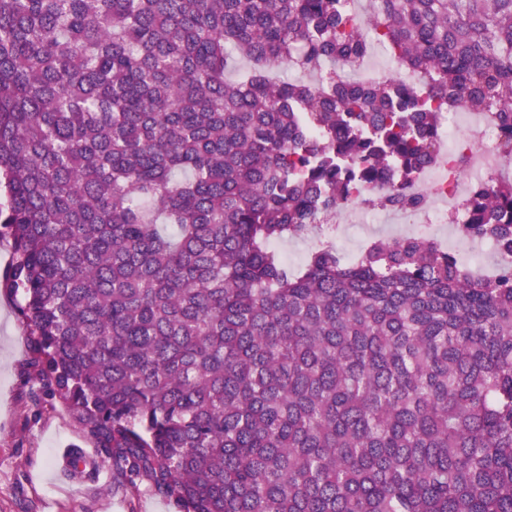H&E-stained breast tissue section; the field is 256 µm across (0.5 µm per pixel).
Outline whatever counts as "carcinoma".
I'll list each match as a JSON object with an SVG mask.
<instances>
[{
	"instance_id": "1",
	"label": "carcinoma",
	"mask_w": 512,
	"mask_h": 512,
	"mask_svg": "<svg viewBox=\"0 0 512 512\" xmlns=\"http://www.w3.org/2000/svg\"><path fill=\"white\" fill-rule=\"evenodd\" d=\"M351 2L0 0V288L34 380L179 512H512V266L273 250L416 209L454 106L512 156V0ZM379 48L416 87L336 71ZM468 216L512 251V179ZM375 210L376 209L372 208L364 201L349 203L339 210V215L341 217L340 223L350 225L368 224L369 226H376L377 224H372L375 223L374 221L376 220V215L373 213Z\"/></svg>"
}]
</instances>
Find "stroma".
Here are the masks:
<instances>
[{"mask_svg":"<svg viewBox=\"0 0 512 512\" xmlns=\"http://www.w3.org/2000/svg\"><path fill=\"white\" fill-rule=\"evenodd\" d=\"M31 357L15 299L0 290V512H176L162 498L132 492L106 455L93 475L61 470L57 449L95 446L32 380Z\"/></svg>","mask_w":512,"mask_h":512,"instance_id":"35a3bbf8","label":"stroma"}]
</instances>
